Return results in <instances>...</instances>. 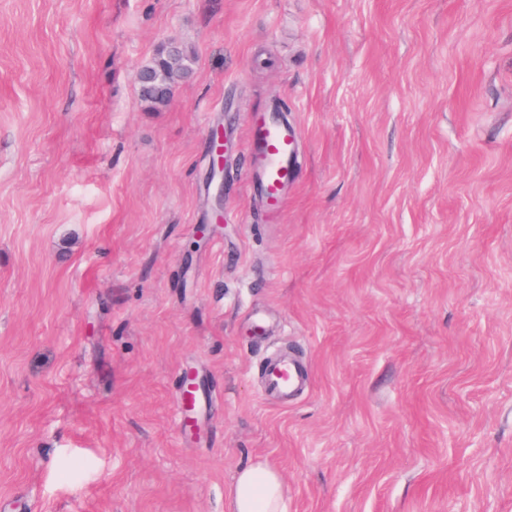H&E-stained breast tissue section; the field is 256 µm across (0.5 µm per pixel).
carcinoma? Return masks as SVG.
Wrapping results in <instances>:
<instances>
[{"instance_id": "carcinoma-1", "label": "carcinoma", "mask_w": 512, "mask_h": 512, "mask_svg": "<svg viewBox=\"0 0 512 512\" xmlns=\"http://www.w3.org/2000/svg\"><path fill=\"white\" fill-rule=\"evenodd\" d=\"M191 52L182 45L165 47L143 65L150 79L140 83L141 101L152 109L168 104L174 89L192 70Z\"/></svg>"}]
</instances>
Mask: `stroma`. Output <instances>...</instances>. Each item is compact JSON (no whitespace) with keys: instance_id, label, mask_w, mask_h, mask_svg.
<instances>
[{"instance_id":"obj_1","label":"stroma","mask_w":512,"mask_h":512,"mask_svg":"<svg viewBox=\"0 0 512 512\" xmlns=\"http://www.w3.org/2000/svg\"><path fill=\"white\" fill-rule=\"evenodd\" d=\"M280 101L271 221L240 182ZM255 460L286 512H512V0H0V512H229ZM178 57L176 64H171V57ZM191 52L183 45L164 47L146 64L145 70L150 79H144L142 70H138L136 78L140 82L139 95L141 101L149 108L157 109L166 106L170 101L174 89L181 83L192 70ZM249 165L246 188L268 213L279 216L288 186L295 180L298 137L291 125L266 112L248 116ZM264 374V393L284 400L305 379V373L301 369H298L292 362L279 358L267 361Z\"/></svg>"}]
</instances>
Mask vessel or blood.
<instances>
[{
  "instance_id": "1",
  "label": "vessel or blood",
  "mask_w": 512,
  "mask_h": 512,
  "mask_svg": "<svg viewBox=\"0 0 512 512\" xmlns=\"http://www.w3.org/2000/svg\"><path fill=\"white\" fill-rule=\"evenodd\" d=\"M249 165L244 174L246 188L254 194L261 208L281 214L286 206V192L295 180L298 137L288 122L264 112H255L247 120ZM264 392L287 398L304 380L305 374L287 360L273 358L264 369Z\"/></svg>"
}]
</instances>
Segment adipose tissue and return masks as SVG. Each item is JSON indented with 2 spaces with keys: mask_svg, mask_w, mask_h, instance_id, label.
I'll return each instance as SVG.
<instances>
[{
  "mask_svg": "<svg viewBox=\"0 0 512 512\" xmlns=\"http://www.w3.org/2000/svg\"><path fill=\"white\" fill-rule=\"evenodd\" d=\"M231 512H285V488L280 473L266 462L243 467L230 499Z\"/></svg>",
  "mask_w": 512,
  "mask_h": 512,
  "instance_id": "ef3b65f1",
  "label": "adipose tissue"
}]
</instances>
